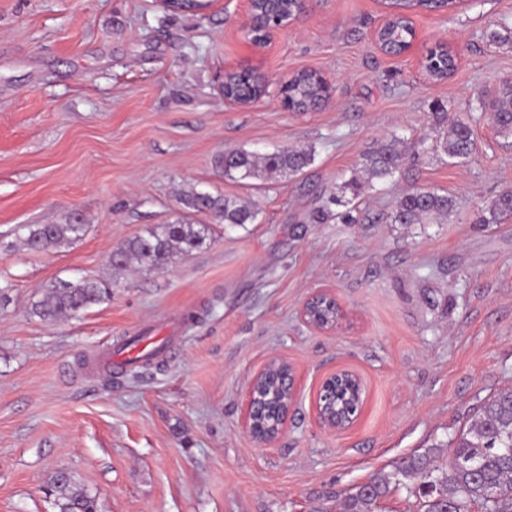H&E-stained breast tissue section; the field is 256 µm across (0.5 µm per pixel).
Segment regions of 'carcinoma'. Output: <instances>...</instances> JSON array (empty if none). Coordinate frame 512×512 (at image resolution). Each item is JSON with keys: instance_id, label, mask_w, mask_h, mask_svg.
<instances>
[{"instance_id": "carcinoma-1", "label": "carcinoma", "mask_w": 512, "mask_h": 512, "mask_svg": "<svg viewBox=\"0 0 512 512\" xmlns=\"http://www.w3.org/2000/svg\"><path fill=\"white\" fill-rule=\"evenodd\" d=\"M260 7L266 15L290 16L294 0L263 2ZM413 36L408 19L397 13L383 30L382 37L395 53L405 50ZM456 68L451 53L435 51L425 61L424 69L431 79L444 81ZM225 89L229 97L249 101L261 92L260 77L248 70L228 75ZM289 99L294 107L307 109L321 99L318 87L309 73L293 77ZM498 133L512 136V86L502 88L490 113ZM479 116L456 119L445 127L433 126L425 138L434 141L433 148L450 159H467L475 150L474 125ZM405 150L400 141H385L365 155L362 170L373 180H384L400 172ZM314 160L309 150L284 148L267 154L246 150L227 152L218 164L224 177L234 181L257 179L268 181L279 177H294ZM187 216L170 224H158L143 235L121 243L109 259L111 267L122 269L131 261L148 270L163 269L179 254L197 250L212 239V227L198 224L190 215L211 214L230 226L253 224L259 215L255 204L221 193L192 189L179 199ZM453 200L434 190H417L405 194L389 215L392 224H419L425 218L448 215ZM512 212V194L506 193L488 208L484 223H496L497 216ZM88 230L83 219L71 215L64 224H30L25 245L34 251L72 243ZM112 298V281L83 279L77 283L61 282L33 305L32 313L46 321L70 318L81 311ZM436 452L405 458L394 473L378 475L360 486L345 504V512H373L376 501L384 497L391 485L403 479L419 482L418 490L424 498V512H470L476 505L481 512H512V388L499 391L481 408L477 419L461 434L453 448V457L447 468L436 464ZM43 493L52 500L56 512H98L96 496L82 488L67 470L51 474L45 481Z\"/></svg>"}]
</instances>
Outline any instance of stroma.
Masks as SVG:
<instances>
[{"instance_id":"35a3bbf8","label":"stroma","mask_w":512,"mask_h":512,"mask_svg":"<svg viewBox=\"0 0 512 512\" xmlns=\"http://www.w3.org/2000/svg\"><path fill=\"white\" fill-rule=\"evenodd\" d=\"M376 0H305L288 28L251 46L244 0L175 15L157 0H0V512H53L42 487L66 469L99 512H337L359 486L454 439L512 387V146L489 119L512 85V0H472L414 18L412 54L373 40ZM457 57L448 80L420 62ZM279 81L326 78L319 109L276 98L226 104L225 67ZM478 115L459 163L420 145L438 114ZM397 138L401 173L362 180L357 223L336 220L339 188L364 154ZM306 148L297 177L225 178L219 156ZM256 201L253 224L161 270H111L123 241L182 217L181 191ZM448 194L447 217L392 224L399 198ZM329 217L317 222L318 211ZM77 214L85 236L34 252L28 224ZM111 278L110 301L48 322L31 307L53 285ZM329 289L346 312L331 333L300 309ZM291 363L300 395L257 446L240 424L255 373ZM360 375L364 411L347 432L313 408L323 378Z\"/></svg>"}]
</instances>
